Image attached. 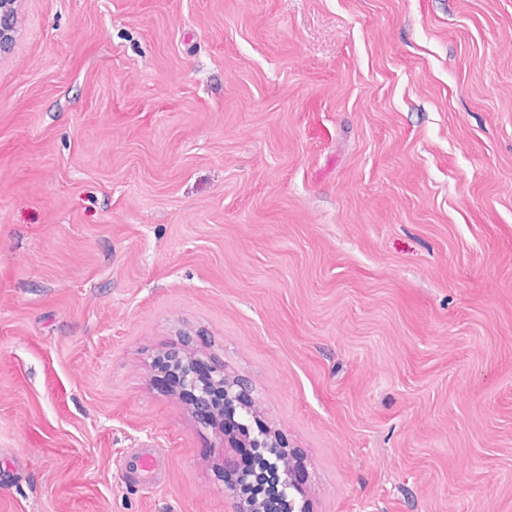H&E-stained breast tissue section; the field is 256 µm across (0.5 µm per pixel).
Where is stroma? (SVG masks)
Segmentation results:
<instances>
[{
    "instance_id": "35a3bbf8",
    "label": "stroma",
    "mask_w": 512,
    "mask_h": 512,
    "mask_svg": "<svg viewBox=\"0 0 512 512\" xmlns=\"http://www.w3.org/2000/svg\"><path fill=\"white\" fill-rule=\"evenodd\" d=\"M184 332L309 512H512V0H21L0 512H235ZM176 361L181 363L182 372L179 387L195 394V403L189 405L191 413L196 422L208 428L217 427L219 409L211 403V391L221 389L224 392V399L221 391H215L214 401L220 404L224 400V412L228 409L244 412L251 408V394L248 383L242 378H230L224 374V368L211 367L207 376H201L194 371L193 363L197 360L190 353L174 349L168 353ZM128 457L131 458L127 462L125 471L128 482L140 485L155 479L156 464L150 452L142 448H134Z\"/></svg>"
}]
</instances>
